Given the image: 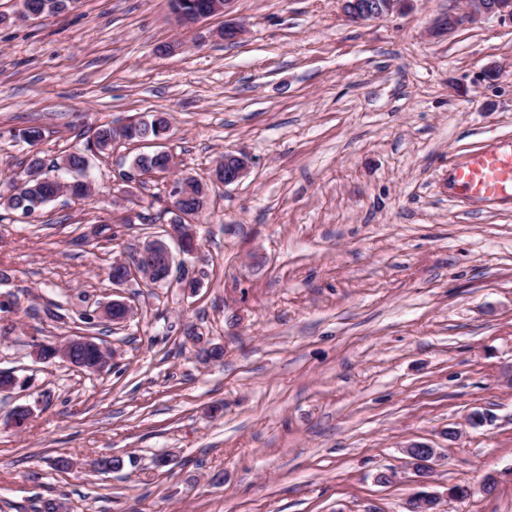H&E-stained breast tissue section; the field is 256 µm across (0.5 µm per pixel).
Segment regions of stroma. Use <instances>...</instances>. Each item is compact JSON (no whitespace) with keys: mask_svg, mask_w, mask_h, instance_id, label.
Instances as JSON below:
<instances>
[{"mask_svg":"<svg viewBox=\"0 0 512 512\" xmlns=\"http://www.w3.org/2000/svg\"><path fill=\"white\" fill-rule=\"evenodd\" d=\"M459 7L411 0L358 24L337 0H229L246 32L227 43L218 18L176 27L168 0H69L35 21L0 0V181L31 152L165 112V149L208 192L199 253L160 284L107 278L171 219L165 180L118 181L146 142L92 158L84 199L0 208V371L25 381L0 395V512H406L415 442L440 451L432 490L474 488L444 512H512V477L477 489L512 467V200L452 182L512 141V25L427 35ZM237 151L248 175L216 182ZM112 299L135 315L107 332ZM74 335L112 347L111 365L29 355ZM476 409L492 425L467 426ZM101 456L124 466L96 471Z\"/></svg>","mask_w":512,"mask_h":512,"instance_id":"obj_1","label":"stroma"}]
</instances>
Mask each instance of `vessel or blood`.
I'll return each instance as SVG.
<instances>
[{
	"label": "vessel or blood",
	"mask_w": 512,
	"mask_h": 512,
	"mask_svg": "<svg viewBox=\"0 0 512 512\" xmlns=\"http://www.w3.org/2000/svg\"><path fill=\"white\" fill-rule=\"evenodd\" d=\"M458 187L467 194L512 200V149L477 154L455 172Z\"/></svg>",
	"instance_id": "1"
}]
</instances>
